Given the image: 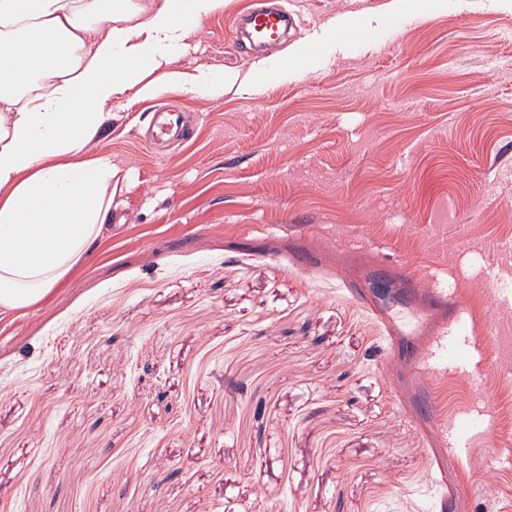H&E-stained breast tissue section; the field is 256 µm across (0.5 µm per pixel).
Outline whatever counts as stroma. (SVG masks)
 <instances>
[{"instance_id":"1","label":"stroma","mask_w":512,"mask_h":512,"mask_svg":"<svg viewBox=\"0 0 512 512\" xmlns=\"http://www.w3.org/2000/svg\"><path fill=\"white\" fill-rule=\"evenodd\" d=\"M254 2L113 101L111 232L0 319V512H512V302L486 285L512 281V8L438 0L391 42L202 87L390 0H283L266 54L237 38ZM151 106L194 117L164 157ZM466 416L485 430L454 439Z\"/></svg>"}]
</instances>
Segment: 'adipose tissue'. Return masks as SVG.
<instances>
[{"instance_id": "1", "label": "adipose tissue", "mask_w": 512, "mask_h": 512, "mask_svg": "<svg viewBox=\"0 0 512 512\" xmlns=\"http://www.w3.org/2000/svg\"><path fill=\"white\" fill-rule=\"evenodd\" d=\"M224 0H0V314L42 302L109 232L110 161L88 154L125 92L152 76ZM301 41L274 65L201 75L270 81L305 68Z\"/></svg>"}]
</instances>
